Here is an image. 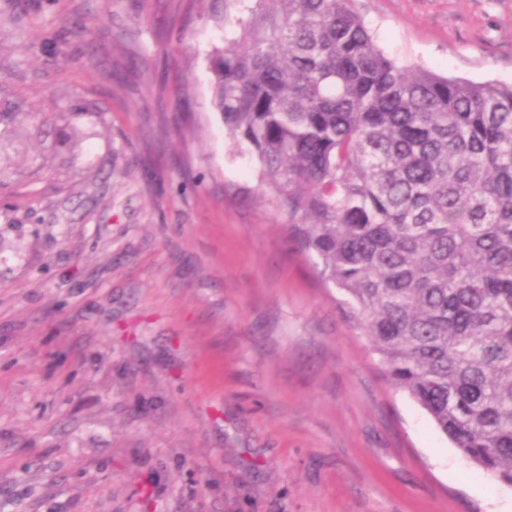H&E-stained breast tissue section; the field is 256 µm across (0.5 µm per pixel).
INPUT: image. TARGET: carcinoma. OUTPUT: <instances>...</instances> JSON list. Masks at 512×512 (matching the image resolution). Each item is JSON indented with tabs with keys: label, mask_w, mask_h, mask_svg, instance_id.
Masks as SVG:
<instances>
[{
	"label": "carcinoma",
	"mask_w": 512,
	"mask_h": 512,
	"mask_svg": "<svg viewBox=\"0 0 512 512\" xmlns=\"http://www.w3.org/2000/svg\"><path fill=\"white\" fill-rule=\"evenodd\" d=\"M224 15L212 106L383 375L512 487V84L391 58L354 0Z\"/></svg>",
	"instance_id": "1"
}]
</instances>
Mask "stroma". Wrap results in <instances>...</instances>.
I'll return each mask as SVG.
<instances>
[{
    "label": "stroma",
    "instance_id": "1",
    "mask_svg": "<svg viewBox=\"0 0 512 512\" xmlns=\"http://www.w3.org/2000/svg\"><path fill=\"white\" fill-rule=\"evenodd\" d=\"M355 7L512 82V0ZM226 37L224 0H0V512H512L258 194Z\"/></svg>",
    "mask_w": 512,
    "mask_h": 512
}]
</instances>
